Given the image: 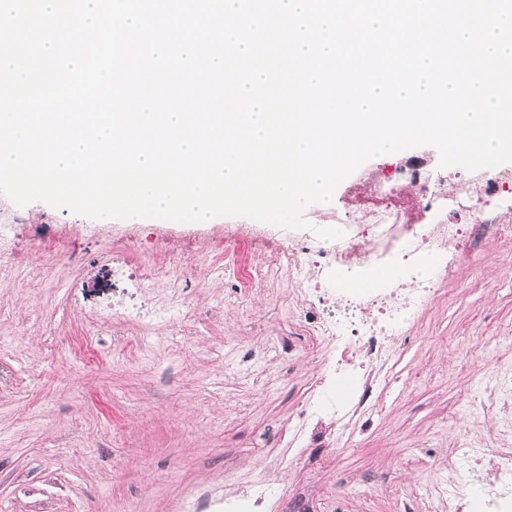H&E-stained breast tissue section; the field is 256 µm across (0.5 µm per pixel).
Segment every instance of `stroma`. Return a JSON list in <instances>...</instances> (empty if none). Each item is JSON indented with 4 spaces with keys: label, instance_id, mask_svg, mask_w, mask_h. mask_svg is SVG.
<instances>
[{
    "label": "stroma",
    "instance_id": "1",
    "mask_svg": "<svg viewBox=\"0 0 512 512\" xmlns=\"http://www.w3.org/2000/svg\"><path fill=\"white\" fill-rule=\"evenodd\" d=\"M382 165L363 163L337 187V206L310 205L305 219L357 223L361 180ZM388 165L410 205L414 169L448 174L432 145ZM254 224L91 219L42 201L19 207L0 193V234L17 246L13 272L0 273V512H186L207 491L248 485L273 460L305 512H443L422 488L447 478L463 440L490 454L512 448L500 429L512 403L474 411L493 373L512 370V242L489 236L407 324L405 354L395 379L378 386L370 419L308 425L297 460L286 438L326 355L300 336L289 283L252 287L207 272L224 258L228 227L241 235L234 262L262 264L248 236ZM118 251L181 268L191 340L178 316L161 332L127 331L118 353L111 328L86 322L85 309L112 299ZM42 262L45 275L30 277ZM284 339L289 355L259 357Z\"/></svg>",
    "mask_w": 512,
    "mask_h": 512
}]
</instances>
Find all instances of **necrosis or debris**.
I'll use <instances>...</instances> for the list:
<instances>
[{"instance_id": "necrosis-or-debris-1", "label": "necrosis or debris", "mask_w": 512, "mask_h": 512, "mask_svg": "<svg viewBox=\"0 0 512 512\" xmlns=\"http://www.w3.org/2000/svg\"><path fill=\"white\" fill-rule=\"evenodd\" d=\"M418 201L423 207L454 205L465 199L479 209L484 197L512 199V175L488 174L483 191L470 192L466 181L432 184L417 178ZM381 203L363 211L361 221L348 225L332 248L320 246L306 234H280L266 239L265 229L253 232L266 245V268L291 283V299L309 315L303 331L312 349L335 347L337 371L329 384L314 383L303 393L299 422L331 416L346 423L370 414L372 395L380 374L390 373L397 349L405 342L408 321L436 297L450 269L457 267L467 245L483 239L487 227L468 224H417L400 205L396 180L382 173L374 181ZM433 255L428 275H416L419 259ZM387 268L384 285L346 288L344 274ZM112 274L129 278L134 289L112 302L111 308L88 314L87 320L113 329H140L166 323L189 304L181 293L180 274L150 263L126 264L116 259ZM166 282L167 300H159L157 282ZM287 488L263 471L246 491L225 494L221 512H275ZM447 499L448 512H512V448L487 454L479 448L456 451V466L448 482L437 489Z\"/></svg>"}]
</instances>
